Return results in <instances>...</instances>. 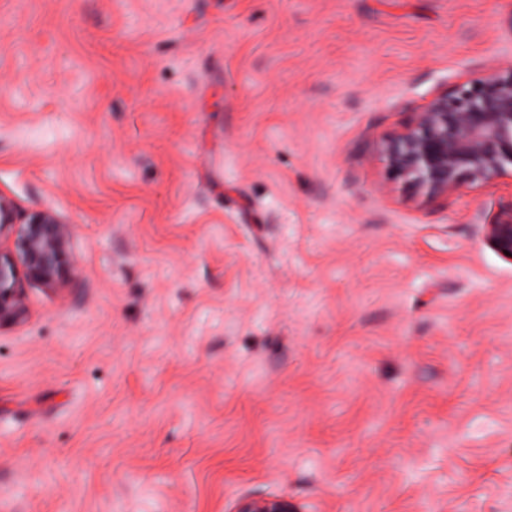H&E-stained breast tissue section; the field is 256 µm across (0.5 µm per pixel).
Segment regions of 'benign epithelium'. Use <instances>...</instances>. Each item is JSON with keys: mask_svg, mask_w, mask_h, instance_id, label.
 <instances>
[{"mask_svg": "<svg viewBox=\"0 0 512 512\" xmlns=\"http://www.w3.org/2000/svg\"><path fill=\"white\" fill-rule=\"evenodd\" d=\"M390 178L414 196L447 197L466 185L512 178V66L434 96L400 128L376 143ZM487 240L512 259V207L483 225ZM67 223L52 211L16 223L11 201L0 196V323L25 312L23 280L53 283L66 265ZM235 512H298L282 498L245 500Z\"/></svg>", "mask_w": 512, "mask_h": 512, "instance_id": "benign-epithelium-1", "label": "benign epithelium"}]
</instances>
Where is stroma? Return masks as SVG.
<instances>
[{
  "label": "stroma",
  "instance_id": "35a3bbf8",
  "mask_svg": "<svg viewBox=\"0 0 512 512\" xmlns=\"http://www.w3.org/2000/svg\"><path fill=\"white\" fill-rule=\"evenodd\" d=\"M512 0H0V196L69 225L0 324V512H512V180L374 143ZM482 226L485 237L494 248L512 259V206L508 210H502L492 222ZM505 251H508L509 255H506ZM234 512H299L288 500L282 498L245 500Z\"/></svg>",
  "mask_w": 512,
  "mask_h": 512
}]
</instances>
